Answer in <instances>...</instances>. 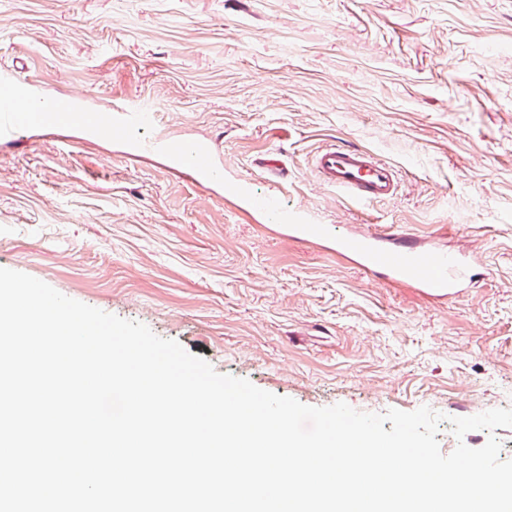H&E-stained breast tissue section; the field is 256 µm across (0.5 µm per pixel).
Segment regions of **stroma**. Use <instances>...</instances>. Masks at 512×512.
Here are the masks:
<instances>
[{
	"mask_svg": "<svg viewBox=\"0 0 512 512\" xmlns=\"http://www.w3.org/2000/svg\"><path fill=\"white\" fill-rule=\"evenodd\" d=\"M51 102L155 115L146 136L211 144L199 185L159 152L81 126L0 144V268L147 325L223 374L310 407L446 415L512 408V0H0V68ZM353 145L396 172L386 201L318 185ZM319 222L396 224L476 247L492 274L438 301L266 230L237 184Z\"/></svg>",
	"mask_w": 512,
	"mask_h": 512,
	"instance_id": "obj_1",
	"label": "stroma"
}]
</instances>
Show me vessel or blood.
I'll return each instance as SVG.
<instances>
[{"label":"vessel or blood","mask_w":512,"mask_h":512,"mask_svg":"<svg viewBox=\"0 0 512 512\" xmlns=\"http://www.w3.org/2000/svg\"><path fill=\"white\" fill-rule=\"evenodd\" d=\"M35 88L8 68L0 70V142H15L18 132L31 127L81 125L92 134L125 141L134 150L169 155L175 169L191 174L196 182L222 180L223 171L211 147L201 142H178L164 136L142 141L151 113L123 103L89 112L79 94L54 99L49 111L35 108ZM321 184L363 203L381 201L395 193L390 167L369 151L330 145L313 161ZM249 209L282 224L289 238L317 244L330 254L393 284L410 286L425 295L445 300L458 295L474 280L475 256L468 250H446L396 227H357L346 232L331 224L316 223L309 210L288 204L279 194L256 195L245 191Z\"/></svg>","instance_id":"vessel-or-blood-1"}]
</instances>
